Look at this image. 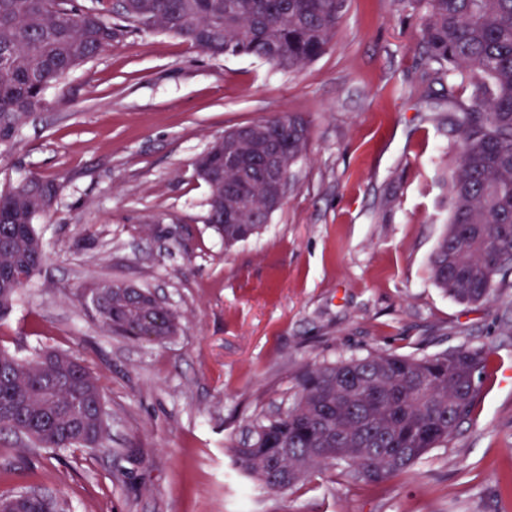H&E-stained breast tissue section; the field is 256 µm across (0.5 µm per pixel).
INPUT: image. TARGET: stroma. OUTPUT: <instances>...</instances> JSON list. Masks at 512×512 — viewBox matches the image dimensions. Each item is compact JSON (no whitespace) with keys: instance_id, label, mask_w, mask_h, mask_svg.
Segmentation results:
<instances>
[{"instance_id":"35a3bbf8","label":"stroma","mask_w":512,"mask_h":512,"mask_svg":"<svg viewBox=\"0 0 512 512\" xmlns=\"http://www.w3.org/2000/svg\"><path fill=\"white\" fill-rule=\"evenodd\" d=\"M424 13L348 0L326 51L293 71L131 30L47 91L0 148V185L38 173L59 186L35 226L45 261L0 347L78 358L112 449L132 458L0 446V494L46 489L71 512H512V278L467 306L430 277L456 146ZM284 114L309 124L288 195L225 248L193 162L224 130ZM102 278L158 294L178 335L107 332L84 296ZM464 344L487 352L471 416L414 470L374 487L330 465L273 492L236 467L230 446L288 410L305 369Z\"/></svg>"}]
</instances>
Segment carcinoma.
<instances>
[{
	"label": "carcinoma",
	"instance_id": "cac0c4a2",
	"mask_svg": "<svg viewBox=\"0 0 512 512\" xmlns=\"http://www.w3.org/2000/svg\"><path fill=\"white\" fill-rule=\"evenodd\" d=\"M422 39L437 72L456 87H472L456 101L448 125L457 153L448 180V222L430 261L437 288L461 304H483L512 272V0H420ZM0 0V146L11 145L25 119L45 104L46 91L112 47L123 26L178 36L201 51L253 57L281 70L320 57L335 35L346 0ZM241 139L226 132L196 159L208 175L228 154L257 155L276 138L289 170L305 154L308 124L280 116L250 124ZM53 179L31 174L0 187V319L40 271L44 248L36 221L56 200ZM211 196L239 214L236 224H211L229 248L257 235L264 213L280 201L278 184L255 173L238 193L219 186ZM103 328L132 340L160 342L176 335L179 316L150 290L102 280L90 288ZM486 360L481 346L432 355L370 353L306 370L300 393L284 414L255 420L251 439L230 448L236 465L268 490L288 486L332 461H343L375 487L411 471L469 418ZM28 449L72 447L108 451L110 432L101 389L77 359L44 350L22 359L0 349V437ZM0 512H68L65 502L30 489L0 499Z\"/></svg>",
	"mask_w": 512,
	"mask_h": 512
}]
</instances>
